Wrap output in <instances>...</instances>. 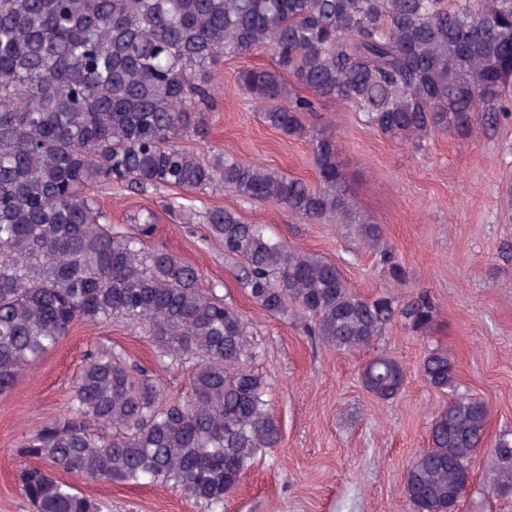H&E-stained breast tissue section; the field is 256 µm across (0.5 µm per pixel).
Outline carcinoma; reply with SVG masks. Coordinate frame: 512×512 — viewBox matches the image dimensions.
I'll use <instances>...</instances> for the list:
<instances>
[{
    "label": "carcinoma",
    "mask_w": 512,
    "mask_h": 512,
    "mask_svg": "<svg viewBox=\"0 0 512 512\" xmlns=\"http://www.w3.org/2000/svg\"><path fill=\"white\" fill-rule=\"evenodd\" d=\"M269 47L272 64L241 68L237 82L266 126L307 140L315 186L181 145L204 132L212 70ZM511 90L512 0H0V394L79 322L127 319L160 364H190L187 389L170 398L122 352L88 350L67 409L15 450L46 463L18 474L33 512H100L57 472L170 484L224 512L255 451L281 441L269 384L248 368L255 342L240 312L195 268L147 244L151 212L130 216L137 232L118 231L89 186L225 187L306 224L337 218L400 279L383 227L352 204L335 141L310 133L305 117L340 101L391 139H464L475 121L497 120ZM204 223L239 264L249 299L270 315L294 307L311 319L309 335L339 352L372 345L397 322L416 333L435 322L426 291L402 303L363 297L334 262L285 248L263 224L218 207ZM421 372L449 399L404 493L416 512H452L490 412L458 392L448 350H429ZM360 378L382 401L405 384L386 354ZM494 450L507 492L512 441L501 436Z\"/></svg>",
    "instance_id": "cac0c4a2"
}]
</instances>
